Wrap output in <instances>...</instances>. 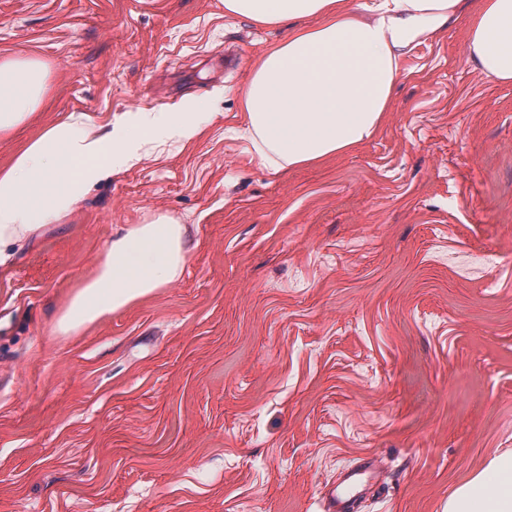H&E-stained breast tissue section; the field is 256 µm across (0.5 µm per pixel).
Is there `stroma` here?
I'll return each mask as SVG.
<instances>
[{"instance_id": "35a3bbf8", "label": "stroma", "mask_w": 512, "mask_h": 512, "mask_svg": "<svg viewBox=\"0 0 512 512\" xmlns=\"http://www.w3.org/2000/svg\"><path fill=\"white\" fill-rule=\"evenodd\" d=\"M474 7L403 57L359 148L273 169L243 93L288 36L224 0H0V58L48 70L0 168L58 118L205 104L0 265V512H446L512 452V82L466 56ZM183 224L182 276L58 321L118 230ZM356 474L348 477L347 481L349 483L344 486L339 492L336 493V489L333 490L329 497H327V508L328 512H350V508L348 507V502L350 501V496L354 493L355 487V479L353 477Z\"/></svg>"}]
</instances>
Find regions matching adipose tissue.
<instances>
[{"label":"adipose tissue","instance_id":"obj_1","mask_svg":"<svg viewBox=\"0 0 512 512\" xmlns=\"http://www.w3.org/2000/svg\"><path fill=\"white\" fill-rule=\"evenodd\" d=\"M459 0H224V11L265 25L287 24L244 97L253 147L285 168L359 146L388 111L403 55L441 30ZM318 23L302 26V19ZM469 60L490 79L512 81V0H482L467 36ZM46 68L32 55L0 60V133L41 105ZM205 112L138 114L92 135V115H68L0 170V262L10 248L59 223L103 177L141 159L162 139L191 140ZM183 225L167 216L122 230L105 247L58 327L71 332L152 294L182 274ZM448 512H512V453L461 485Z\"/></svg>","mask_w":512,"mask_h":512}]
</instances>
